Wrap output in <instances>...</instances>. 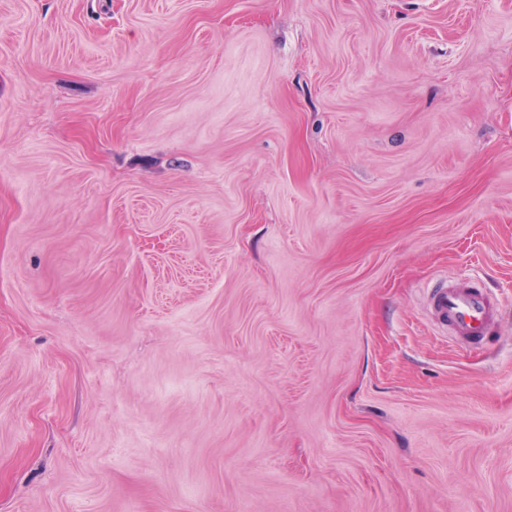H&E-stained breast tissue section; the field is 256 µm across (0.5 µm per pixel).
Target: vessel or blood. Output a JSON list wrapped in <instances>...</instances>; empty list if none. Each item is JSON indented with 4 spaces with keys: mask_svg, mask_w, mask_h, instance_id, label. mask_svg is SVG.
<instances>
[{
    "mask_svg": "<svg viewBox=\"0 0 512 512\" xmlns=\"http://www.w3.org/2000/svg\"><path fill=\"white\" fill-rule=\"evenodd\" d=\"M429 307L436 323L446 328L450 336L477 341L494 326L499 302L481 287L453 282L431 290Z\"/></svg>",
    "mask_w": 512,
    "mask_h": 512,
    "instance_id": "1",
    "label": "vessel or blood"
}]
</instances>
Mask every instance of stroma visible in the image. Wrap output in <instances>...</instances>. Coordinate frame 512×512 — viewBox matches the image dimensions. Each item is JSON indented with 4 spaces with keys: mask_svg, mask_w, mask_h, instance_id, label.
<instances>
[{
    "mask_svg": "<svg viewBox=\"0 0 512 512\" xmlns=\"http://www.w3.org/2000/svg\"><path fill=\"white\" fill-rule=\"evenodd\" d=\"M0 512H512V0H0ZM429 307L436 323L450 336L478 341L494 326L499 302L481 287L453 282L430 291Z\"/></svg>",
    "mask_w": 512,
    "mask_h": 512,
    "instance_id": "obj_1",
    "label": "stroma"
}]
</instances>
